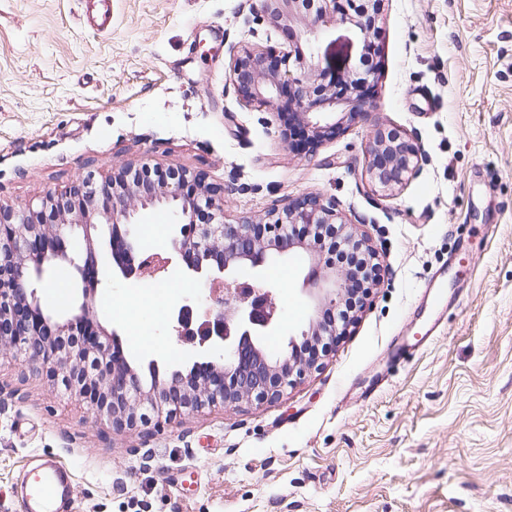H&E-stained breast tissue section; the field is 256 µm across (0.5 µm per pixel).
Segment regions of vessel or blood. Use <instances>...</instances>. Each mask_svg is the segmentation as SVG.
I'll list each match as a JSON object with an SVG mask.
<instances>
[{
	"label": "vessel or blood",
	"mask_w": 512,
	"mask_h": 512,
	"mask_svg": "<svg viewBox=\"0 0 512 512\" xmlns=\"http://www.w3.org/2000/svg\"><path fill=\"white\" fill-rule=\"evenodd\" d=\"M74 480L68 467L50 457L28 463L15 492V512H68Z\"/></svg>",
	"instance_id": "vessel-or-blood-1"
}]
</instances>
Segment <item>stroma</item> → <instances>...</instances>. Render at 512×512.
Masks as SVG:
<instances>
[{
  "label": "stroma",
  "mask_w": 512,
  "mask_h": 512,
  "mask_svg": "<svg viewBox=\"0 0 512 512\" xmlns=\"http://www.w3.org/2000/svg\"><path fill=\"white\" fill-rule=\"evenodd\" d=\"M251 0H0V205L38 206L88 176L179 171L224 191V221H266L336 199L382 269L318 369L272 403L186 412L115 431L46 374L0 358V512L27 463L74 475L72 512H512V0H383L373 104L320 141L280 140L272 110L227 89L230 55L296 44L284 21L245 26ZM423 156L405 187L365 176L376 130ZM446 269L436 339L423 288ZM308 264L263 273L278 290L270 351L306 330ZM177 285L119 282L93 308L136 367L174 358Z\"/></svg>",
  "instance_id": "1"
}]
</instances>
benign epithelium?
<instances>
[{"label":"benign epithelium","instance_id":"7a95c632","mask_svg":"<svg viewBox=\"0 0 512 512\" xmlns=\"http://www.w3.org/2000/svg\"><path fill=\"white\" fill-rule=\"evenodd\" d=\"M381 2L346 0L338 14L336 0H261L263 12L300 24L297 41L307 52L278 58L247 49L233 56L229 79L239 101L268 108L286 95L318 140L340 128L346 115L365 111L375 69L347 66L340 91L325 82L315 60L322 28L336 23L352 29L363 47L370 48ZM368 152L366 176L383 191L407 184L420 172L421 154L400 133L376 132ZM184 185L183 178L148 187L129 175L101 184L89 177L81 188L48 197L38 209L14 211L0 225V357L46 370L63 394L86 402L96 419L114 429L151 421L159 425L183 412L217 405L279 399L318 367L320 358L310 351L336 335L322 316L350 298V270L321 265L322 241L303 246L316 316L300 336L289 338L279 355H269L263 338L278 329L275 286L242 281L238 269L259 267L297 247L284 232L288 225L335 226L337 202L309 195L286 203L271 223L246 218L226 224L217 191L192 195ZM161 203L174 205L178 221L170 249L164 255L153 253L159 263L150 268L147 247L131 218L137 210ZM75 231L86 241L81 263L68 254V238ZM58 260L72 263L82 282L67 316L43 310L37 294V284L48 279L50 263ZM172 266L197 277L202 291L185 295L168 324L184 346L185 369L162 379L159 363L152 359L149 381L127 360L118 330L107 332L97 323L93 302L105 282L141 280Z\"/></svg>","mask_w":512,"mask_h":512}]
</instances>
